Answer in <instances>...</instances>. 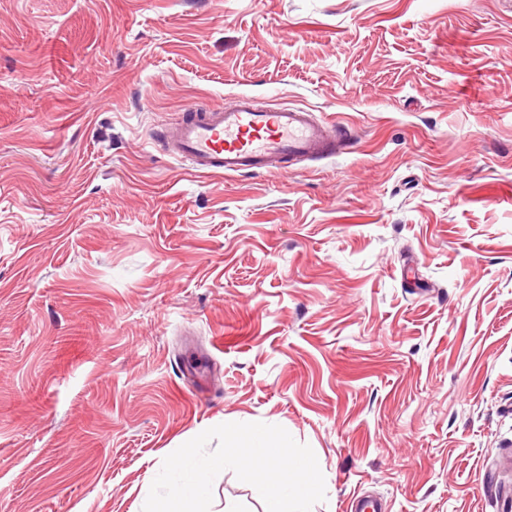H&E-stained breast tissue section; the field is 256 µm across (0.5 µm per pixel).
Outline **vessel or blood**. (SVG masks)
Wrapping results in <instances>:
<instances>
[{"mask_svg":"<svg viewBox=\"0 0 512 512\" xmlns=\"http://www.w3.org/2000/svg\"><path fill=\"white\" fill-rule=\"evenodd\" d=\"M340 130L305 107H258L247 95L176 125L168 153L195 173H277L284 162L317 160L336 151Z\"/></svg>","mask_w":512,"mask_h":512,"instance_id":"vessel-or-blood-1","label":"vessel or blood"}]
</instances>
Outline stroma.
Instances as JSON below:
<instances>
[{
  "label": "stroma",
  "mask_w": 512,
  "mask_h": 512,
  "mask_svg": "<svg viewBox=\"0 0 512 512\" xmlns=\"http://www.w3.org/2000/svg\"><path fill=\"white\" fill-rule=\"evenodd\" d=\"M240 94L345 152L166 154ZM511 189L512 0H0V512H142L229 422L313 449V512H501Z\"/></svg>",
  "instance_id": "obj_1"
}]
</instances>
